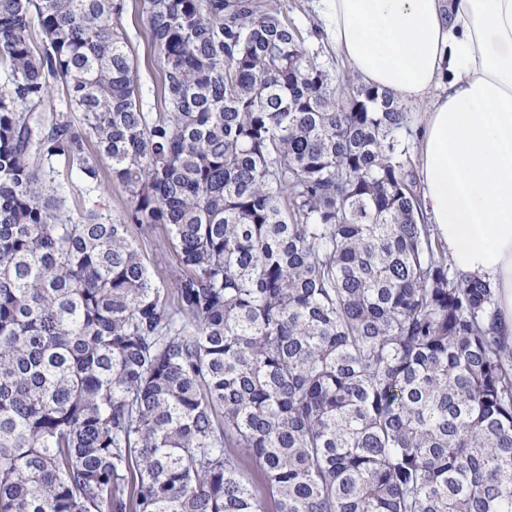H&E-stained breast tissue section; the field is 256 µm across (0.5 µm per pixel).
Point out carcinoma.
<instances>
[{
    "label": "carcinoma",
    "instance_id": "1",
    "mask_svg": "<svg viewBox=\"0 0 512 512\" xmlns=\"http://www.w3.org/2000/svg\"><path fill=\"white\" fill-rule=\"evenodd\" d=\"M141 9L161 112L126 0H0V512H512V344L425 221L405 107L272 0ZM122 23L128 39L130 55L137 68L139 82L142 85L146 112H158L161 109V87L163 74L153 58L149 41L146 19L142 16L139 2L127 0V10ZM100 166L102 169V181L94 197V200L97 202V209L107 216H119L123 214L130 205L127 195L122 187L113 183L112 179L109 177L108 161L101 159ZM131 238L144 258L157 287L163 289L169 305L177 304V296L172 286V276L178 271L179 262L169 245L162 229L151 231L131 225Z\"/></svg>",
    "mask_w": 512,
    "mask_h": 512
}]
</instances>
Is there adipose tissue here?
<instances>
[{
  "label": "adipose tissue",
  "mask_w": 512,
  "mask_h": 512,
  "mask_svg": "<svg viewBox=\"0 0 512 512\" xmlns=\"http://www.w3.org/2000/svg\"><path fill=\"white\" fill-rule=\"evenodd\" d=\"M352 74L420 103L422 209L512 339V0H318Z\"/></svg>",
  "instance_id": "obj_1"
}]
</instances>
